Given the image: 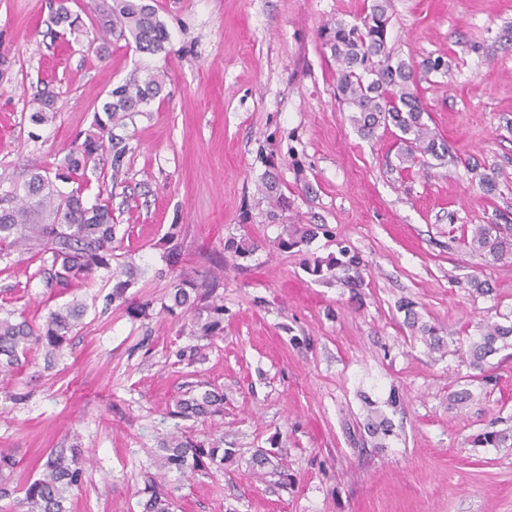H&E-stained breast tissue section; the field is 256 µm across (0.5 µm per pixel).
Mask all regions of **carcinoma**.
Returning <instances> with one entry per match:
<instances>
[{"mask_svg": "<svg viewBox=\"0 0 512 512\" xmlns=\"http://www.w3.org/2000/svg\"><path fill=\"white\" fill-rule=\"evenodd\" d=\"M109 29L130 38L136 51L154 55L164 49L168 32L155 10L144 0H112L105 8ZM387 0H373L367 12L355 23L338 21L322 31L324 45L335 58L336 90L340 102L351 112L350 120L364 138L373 139L378 132L399 131L401 143L398 159L402 164L442 159L448 147L433 133L424 115L428 111L416 91L412 66L393 58L388 49ZM163 87L159 75L150 71L132 74L113 88L101 107L105 118H96L97 133L84 140H74L51 179L39 172L30 175L23 189H14L0 198V263L14 266L13 256H27V262H39L30 278L46 288L47 299L60 290L77 292L95 282L103 271L112 281L106 305L125 308L131 314L149 316L151 302L137 305L127 297L135 283L137 267L122 252L123 238L117 237L118 225L112 217V199L91 207L83 201L90 164L103 157L112 176H118L131 148L126 138L114 133L125 126V120L141 112L142 106L157 98ZM73 183L68 192L57 188L55 181ZM503 223L474 224L462 228L460 244L492 263L512 260V217L501 215ZM329 234L325 224H305L285 230L279 248L286 251ZM117 271H112V268ZM216 281L181 278L174 285L173 305L194 314L193 335L209 340L221 333L224 322V298L215 293ZM84 303L78 298L59 308L48 309L46 316H28L23 310L0 316V375L19 376L38 348L46 349L45 363L50 368L61 359L70 346V336L82 324ZM512 324L491 322L485 325L469 348L470 365L483 369L488 356L512 346ZM474 401V395L463 383L448 394L450 408L463 411ZM180 420H214L224 415V393L191 383L171 412ZM367 428L374 434L388 436L393 423L384 415L369 418ZM512 439L508 433L486 430L473 439V444L503 447ZM230 451L224 440L193 442L172 435L163 443L154 464L168 472L201 471L213 475L224 471V460ZM90 477L83 465L81 451L75 447L51 451L44 463L41 477L13 489L0 481V500L19 494L9 512H70L73 491ZM142 512H171V495L162 487L148 484Z\"/></svg>", "mask_w": 512, "mask_h": 512, "instance_id": "cac0c4a2", "label": "carcinoma"}]
</instances>
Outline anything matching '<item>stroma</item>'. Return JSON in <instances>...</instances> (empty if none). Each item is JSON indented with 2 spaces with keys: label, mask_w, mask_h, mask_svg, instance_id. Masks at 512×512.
<instances>
[{
  "label": "stroma",
  "mask_w": 512,
  "mask_h": 512,
  "mask_svg": "<svg viewBox=\"0 0 512 512\" xmlns=\"http://www.w3.org/2000/svg\"><path fill=\"white\" fill-rule=\"evenodd\" d=\"M169 39L155 55L103 37V0H69L76 29L54 22L56 0H0V196L32 170L55 174L69 144L94 130L108 92L132 72H160L163 91L121 134L131 151L118 180L90 177L86 204L111 199L140 274L130 293L148 319L101 312L100 288L69 356L46 369L44 351L17 378L0 377V451L16 477H37L51 450L79 447L93 479L71 512H141L147 480L173 512H512V445L484 448L487 427L512 435V348L489 356L494 380L473 383L459 414L448 394L472 370L467 351L489 317H512V262H486L456 241L461 225L512 213V0H388V46L417 64L430 126L451 152L401 168L393 134L360 136L336 99V62L321 28L355 22L371 0H147ZM447 73H427V58ZM54 118L32 120L38 95ZM498 169L486 191L471 163ZM288 202L268 215L267 182ZM181 250L170 254V225ZM326 224L297 251H280L285 226ZM256 249L239 257L229 240ZM361 260L362 284L306 261ZM220 279L224 331L203 360L190 320L167 312L174 275ZM488 281L474 294L472 277ZM43 288L23 269L0 271V305L41 316ZM420 321L410 327L401 301ZM438 329L430 351L421 325ZM224 392L212 422L169 415L187 383ZM27 392V403L6 401ZM394 423L370 434L371 412ZM183 430L223 437L222 476L154 464L162 440ZM274 452L257 470L258 451Z\"/></svg>",
  "instance_id": "stroma-1"
}]
</instances>
